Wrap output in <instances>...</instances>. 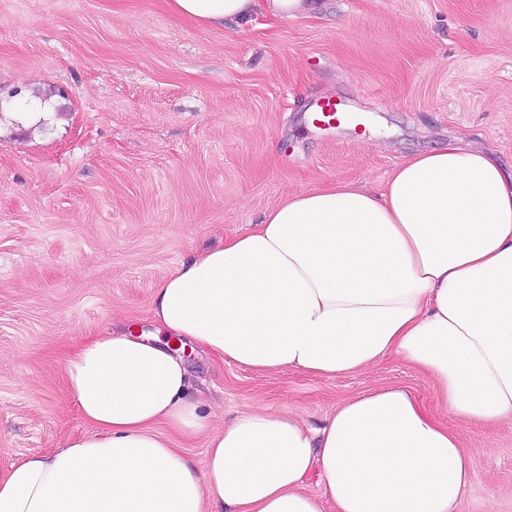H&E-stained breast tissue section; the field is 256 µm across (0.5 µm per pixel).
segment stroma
<instances>
[{"mask_svg": "<svg viewBox=\"0 0 512 512\" xmlns=\"http://www.w3.org/2000/svg\"><path fill=\"white\" fill-rule=\"evenodd\" d=\"M316 3L204 27L166 0H0V90L68 94L47 131L0 128V474L90 432L64 382L77 344L123 320L153 334L162 281L288 196L381 191L453 139L512 167V0ZM315 98L365 128L313 127ZM184 358L208 417L182 449L198 468L210 433L257 405L316 427L378 384L433 401L393 355L339 377ZM447 422L473 459L457 512H512V424Z\"/></svg>", "mask_w": 512, "mask_h": 512, "instance_id": "35a3bbf8", "label": "stroma"}]
</instances>
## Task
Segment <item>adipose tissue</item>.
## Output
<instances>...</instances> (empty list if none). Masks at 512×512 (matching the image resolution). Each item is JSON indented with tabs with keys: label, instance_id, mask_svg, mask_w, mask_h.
I'll use <instances>...</instances> for the list:
<instances>
[{
	"label": "adipose tissue",
	"instance_id": "1",
	"mask_svg": "<svg viewBox=\"0 0 512 512\" xmlns=\"http://www.w3.org/2000/svg\"><path fill=\"white\" fill-rule=\"evenodd\" d=\"M202 25L301 0H166ZM152 320L81 342L66 386L93 432L0 476V512H454L473 469L408 388L337 404L318 428L259 405L210 435L202 469L175 440L207 425L172 343L260 373L343 376L389 354L424 373L436 409L512 422V170L452 142L383 191L329 183L195 254L157 288ZM166 425L159 433L158 425ZM319 469L327 490L304 486Z\"/></svg>",
	"mask_w": 512,
	"mask_h": 512
}]
</instances>
